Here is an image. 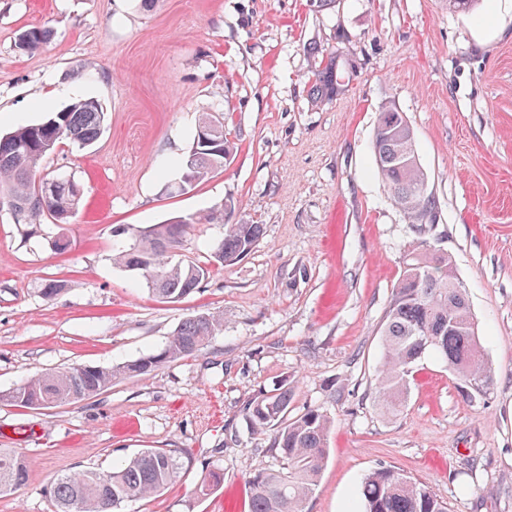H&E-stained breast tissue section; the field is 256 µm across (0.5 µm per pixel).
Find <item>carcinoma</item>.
<instances>
[{"instance_id":"obj_1","label":"carcinoma","mask_w":512,"mask_h":512,"mask_svg":"<svg viewBox=\"0 0 512 512\" xmlns=\"http://www.w3.org/2000/svg\"><path fill=\"white\" fill-rule=\"evenodd\" d=\"M50 37L45 27L21 31L16 48L34 53ZM342 72L330 62L319 75L318 91L329 96L338 89ZM106 113L95 100H79L47 120L21 126L0 137V188L7 187L14 212L33 222L46 214L54 224H66L81 200L78 184L59 186L56 195L43 194L47 178L36 179L42 161L63 139L79 148L93 145L104 129ZM213 147L192 144L179 169L194 182L224 167L230 153L224 141V125L214 129ZM372 151L378 173L401 209L412 231L422 236L436 222V202L428 189L427 174L415 147V133L394 105L378 113ZM182 224H158L114 248L113 262L127 271H139L152 293L169 301L190 295L210 273L205 266L173 260ZM262 235L260 224H227L224 239L214 250L215 261L232 264L249 253ZM224 327V319L199 314L184 320L158 352L123 366L84 370L81 366L33 376L12 390L1 393L0 401L34 409L40 404L77 403L90 399L127 374L148 376L162 364L201 351ZM383 336V366L377 384L376 405L388 412L398 410L409 390V370L430 353L448 366L466 385L476 384L485 393L493 374L485 363L477 327L465 288L453 260L418 240L403 262L402 274L392 290L386 311ZM293 389L283 385L277 392L248 402L244 419L252 432L276 431L274 446L285 467L261 472L251 480L250 512H302L304 501L317 486L327 451L330 419L309 410L286 423L284 416ZM182 469L180 457L171 450L148 448L117 469L85 468L56 476L48 493L54 512H121L132 499L153 497L175 481ZM27 479L22 456L0 452V496L13 494ZM363 512H448L445 503L426 485L389 468H378L361 481Z\"/></svg>"}]
</instances>
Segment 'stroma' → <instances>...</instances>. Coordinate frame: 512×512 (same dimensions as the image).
Segmentation results:
<instances>
[{
	"label": "stroma",
	"mask_w": 512,
	"mask_h": 512,
	"mask_svg": "<svg viewBox=\"0 0 512 512\" xmlns=\"http://www.w3.org/2000/svg\"><path fill=\"white\" fill-rule=\"evenodd\" d=\"M33 26L52 36L21 53L16 37ZM333 56L343 79L323 101L312 86ZM88 98L106 113L98 141H62L40 167L79 182L69 222L27 226L0 205V392L155 353L199 313L224 327L198 354L80 403H0V449L28 471L0 512H53L56 475L147 448L176 451L183 468L124 512H248L250 479L283 460L243 409L285 383L289 417L313 409L333 423L303 512H360L361 480L380 467L428 485L448 512H512V0L466 14L446 0H0V135ZM390 103L415 132L438 207L429 240L454 260L494 376L478 394L424 356L395 416L374 402L381 327L415 236L372 153ZM205 117L223 122L231 154L170 193ZM222 203L263 235L188 297L158 298L113 266L117 228ZM223 236L191 223L175 257L210 265ZM51 279L65 289L48 299ZM210 470L222 480L201 490Z\"/></svg>",
	"instance_id": "1"
}]
</instances>
